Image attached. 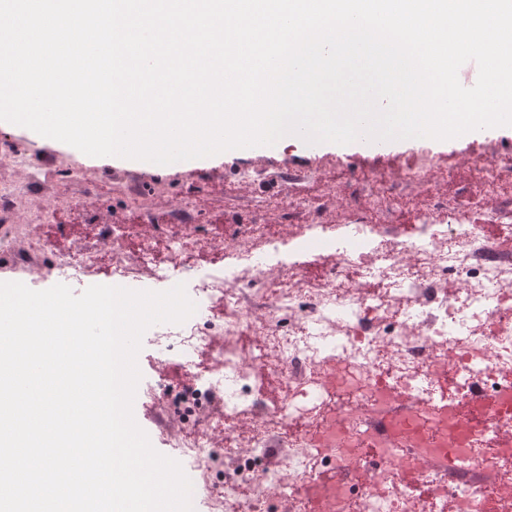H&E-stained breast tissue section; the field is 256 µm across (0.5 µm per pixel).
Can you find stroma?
Segmentation results:
<instances>
[{
    "instance_id": "1",
    "label": "stroma",
    "mask_w": 512,
    "mask_h": 512,
    "mask_svg": "<svg viewBox=\"0 0 512 512\" xmlns=\"http://www.w3.org/2000/svg\"><path fill=\"white\" fill-rule=\"evenodd\" d=\"M2 140L34 151L46 171L52 175L59 170V160L75 161L79 158L76 148L53 139L36 138L22 129L0 127ZM424 146L447 167L448 178L441 182L421 184L416 190L421 204L427 206L445 200L468 206L476 216L483 218L486 207L484 197L481 189L470 181L467 164L473 158L487 159L497 151L512 148L511 127L443 143L406 139L397 143L352 148H321L291 138L272 149L261 148L246 155L228 154L219 160L203 164L190 163L163 174L142 167L101 162L85 168L88 178L98 186L97 194L77 199L72 197L68 187L58 186L57 192L63 199L62 208L71 214L72 219L49 225L48 231L50 236L61 241L86 235L90 231L89 216L99 197L106 195L112 198L108 221L123 223L133 204L125 197L112 194L113 178L122 176L135 188H160V195L153 200V208L159 219H166L170 211L183 203H192L194 213L202 220V229L208 240L215 242L224 238L226 220L244 207L262 209L265 223H278V213L268 206L267 199L280 193L284 185L270 181L269 176L274 172L285 174L292 171L312 172V179L301 186L302 193L310 198L324 200L328 221L341 224L345 221L346 213L336 201L335 187L340 161L348 159L353 165L389 177L399 163L411 160L413 154ZM243 171L250 172V180L240 179L239 174ZM202 358V353L197 351L182 356L172 354L162 350L153 337H143L138 356L142 373L140 387L148 389L163 377L177 384L186 383L188 373L198 371ZM133 411L136 422L148 434L154 448L163 454L173 453L175 459L182 462L185 473H192L193 468L186 463L183 451L175 450L174 440L159 427L149 399L144 398L135 403Z\"/></svg>"
}]
</instances>
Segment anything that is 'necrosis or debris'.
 I'll list each match as a JSON object with an SVG mask.
<instances>
[{
    "label": "necrosis or debris",
    "instance_id": "1",
    "mask_svg": "<svg viewBox=\"0 0 512 512\" xmlns=\"http://www.w3.org/2000/svg\"><path fill=\"white\" fill-rule=\"evenodd\" d=\"M0 164L28 169L25 182L0 180L1 265L78 281L104 263L116 280L137 274L189 290L198 314L155 336L206 349L210 363L190 384L160 381L161 420L187 432L203 493L223 497L224 512H314L308 485L329 490L326 512H512V417L479 422L476 465L464 460L452 473L399 454L370 430L376 378L417 407L438 401L435 371L455 383L452 408L512 387V224L489 240L466 209L420 206L413 186L447 175L431 153L404 164L395 186L343 170L336 198L347 224L325 223L324 204L274 195L294 232L282 236L256 213L239 219L204 275L194 270L200 239L185 205L164 224L144 211L132 253L122 248L123 224L58 249L35 228L22 241L21 201L44 197L41 217L52 222L46 197L56 185L12 146L0 147ZM471 177L495 210L512 204V151L472 161ZM402 210L413 216L404 233L394 222ZM315 249L327 263L318 280L301 271ZM214 304L224 311L219 325L203 315ZM334 363L357 378L347 392L317 383ZM265 375L283 384L280 395L262 394ZM326 424L344 434L347 453L311 448Z\"/></svg>",
    "mask_w": 512,
    "mask_h": 512
}]
</instances>
